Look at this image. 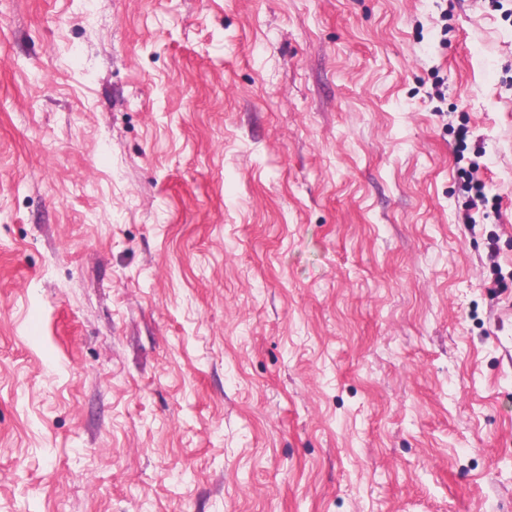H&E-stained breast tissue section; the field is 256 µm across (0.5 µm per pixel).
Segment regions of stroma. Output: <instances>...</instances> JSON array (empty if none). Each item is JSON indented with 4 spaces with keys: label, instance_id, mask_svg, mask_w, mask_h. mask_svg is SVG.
I'll use <instances>...</instances> for the list:
<instances>
[{
    "label": "stroma",
    "instance_id": "1",
    "mask_svg": "<svg viewBox=\"0 0 512 512\" xmlns=\"http://www.w3.org/2000/svg\"><path fill=\"white\" fill-rule=\"evenodd\" d=\"M0 512H512V0H0Z\"/></svg>",
    "mask_w": 512,
    "mask_h": 512
}]
</instances>
